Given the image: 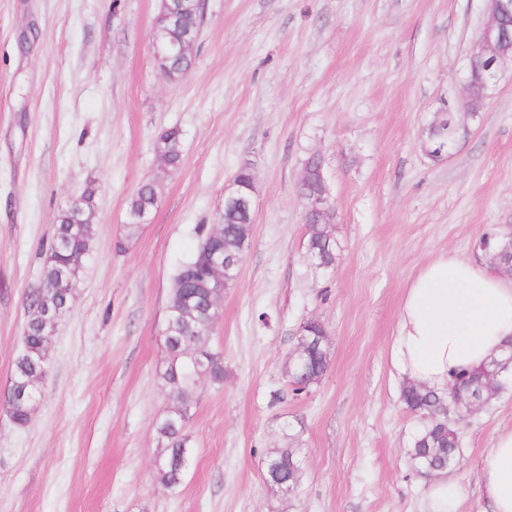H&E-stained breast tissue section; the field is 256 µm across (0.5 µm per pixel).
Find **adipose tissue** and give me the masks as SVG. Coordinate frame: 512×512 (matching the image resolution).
<instances>
[{
  "label": "adipose tissue",
  "mask_w": 512,
  "mask_h": 512,
  "mask_svg": "<svg viewBox=\"0 0 512 512\" xmlns=\"http://www.w3.org/2000/svg\"><path fill=\"white\" fill-rule=\"evenodd\" d=\"M512 337V281L448 252L407 285L391 363L404 379L439 392L458 372L497 357ZM489 512H512V429L494 437L479 463Z\"/></svg>",
  "instance_id": "1"
}]
</instances>
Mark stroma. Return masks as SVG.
<instances>
[{"label":"stroma","instance_id":"obj_1","mask_svg":"<svg viewBox=\"0 0 512 512\" xmlns=\"http://www.w3.org/2000/svg\"><path fill=\"white\" fill-rule=\"evenodd\" d=\"M156 14L157 0H0V393L56 218L87 186L96 229L31 421L0 412V512H422L430 479L406 455L418 420L389 356L404 289L440 253L485 260L480 238L512 227V64L448 154L422 148L442 103L463 107L485 0H205L175 82L152 53ZM169 128L183 162L128 233ZM314 154L336 213L325 271L305 259L297 192ZM246 162L250 243L208 339L224 381L199 384L190 463L168 490L155 461L174 403L157 376L170 288ZM310 319L332 358L296 399L286 366ZM503 429L512 390L459 426L462 512H485L478 466ZM292 434L302 477L284 496L265 459ZM155 202L156 178L154 177L143 182L127 203L126 216L128 217V224L126 226L130 232L138 228V224H133L135 215L143 211H150L154 207ZM145 212L141 215V224H145L149 220L150 212Z\"/></svg>","mask_w":512,"mask_h":512}]
</instances>
